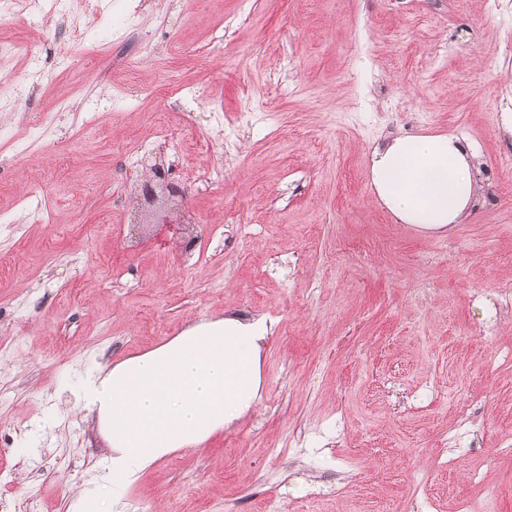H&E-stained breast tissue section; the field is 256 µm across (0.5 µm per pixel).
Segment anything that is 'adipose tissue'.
Here are the masks:
<instances>
[{"label":"adipose tissue","mask_w":512,"mask_h":512,"mask_svg":"<svg viewBox=\"0 0 512 512\" xmlns=\"http://www.w3.org/2000/svg\"><path fill=\"white\" fill-rule=\"evenodd\" d=\"M476 159L452 133L399 134L372 149L369 179L398 222L443 230L481 201ZM269 330L263 318L201 322L88 375L80 397L109 448L107 483L83 488L73 512H112L117 490L170 453L203 446L254 406Z\"/></svg>","instance_id":"obj_1"}]
</instances>
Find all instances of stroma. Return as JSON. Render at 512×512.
Instances as JSON below:
<instances>
[{
    "instance_id": "obj_1",
    "label": "stroma",
    "mask_w": 512,
    "mask_h": 512,
    "mask_svg": "<svg viewBox=\"0 0 512 512\" xmlns=\"http://www.w3.org/2000/svg\"><path fill=\"white\" fill-rule=\"evenodd\" d=\"M143 3L71 0L80 33L60 44L24 10L0 21V512H70L100 481L88 372L237 316L274 323L259 403L160 460L118 512H262L272 494L298 512H512V0ZM127 17L154 46L133 72L114 64ZM164 71L199 95L167 175L197 222L188 251L117 205L145 176L127 154L149 125L186 121L155 90ZM50 111L63 123L17 149L18 120ZM397 132L474 144L486 200L466 223L425 230L379 205L367 161ZM37 182L42 223L23 205Z\"/></svg>"
}]
</instances>
